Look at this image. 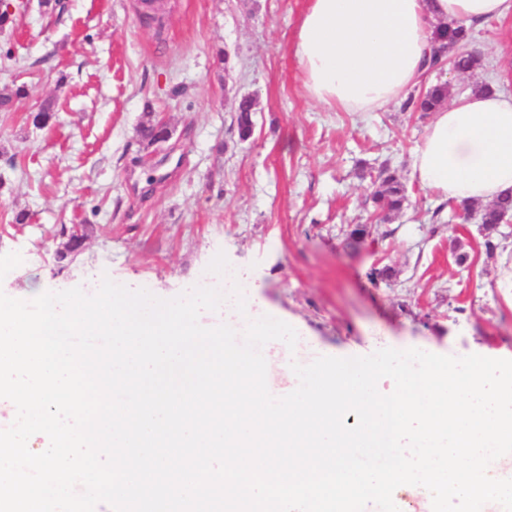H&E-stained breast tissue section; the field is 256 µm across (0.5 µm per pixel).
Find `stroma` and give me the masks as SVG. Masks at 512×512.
Segmentation results:
<instances>
[{
  "label": "stroma",
  "instance_id": "obj_1",
  "mask_svg": "<svg viewBox=\"0 0 512 512\" xmlns=\"http://www.w3.org/2000/svg\"><path fill=\"white\" fill-rule=\"evenodd\" d=\"M0 32V88L26 85L0 112V254L20 253L13 286L94 293L102 278L157 297L235 268L252 307L298 333L292 356H366L425 347L512 355V215L493 232L462 221L412 176L433 113L391 105L340 112L306 95L293 53L307 0H12ZM480 68L444 73L452 93L512 76V19L488 22ZM228 62H221V55ZM255 128L241 138L242 96ZM55 118L29 119L45 100ZM170 138L148 145V114ZM405 187L401 212L370 199L383 168ZM25 223H15L18 213ZM83 249L67 270L62 226ZM367 224L363 241L350 225Z\"/></svg>",
  "mask_w": 512,
  "mask_h": 512
}]
</instances>
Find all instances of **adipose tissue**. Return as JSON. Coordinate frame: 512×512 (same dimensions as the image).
I'll use <instances>...</instances> for the list:
<instances>
[{
	"instance_id": "obj_1",
	"label": "adipose tissue",
	"mask_w": 512,
	"mask_h": 512,
	"mask_svg": "<svg viewBox=\"0 0 512 512\" xmlns=\"http://www.w3.org/2000/svg\"><path fill=\"white\" fill-rule=\"evenodd\" d=\"M512 16V0H308L294 34L307 96L345 112L401 102L426 70L434 28ZM413 176L443 201L512 193V95L468 92L437 110Z\"/></svg>"
}]
</instances>
